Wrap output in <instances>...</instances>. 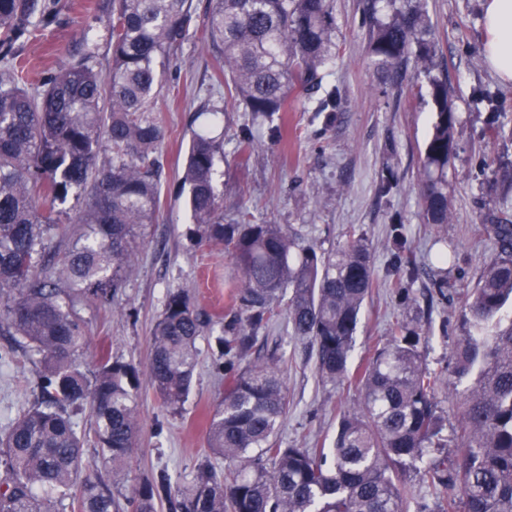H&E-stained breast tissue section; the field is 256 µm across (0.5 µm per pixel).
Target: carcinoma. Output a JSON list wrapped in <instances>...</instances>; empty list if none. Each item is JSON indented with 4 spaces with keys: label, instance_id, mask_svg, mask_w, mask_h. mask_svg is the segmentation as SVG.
Wrapping results in <instances>:
<instances>
[{
    "label": "carcinoma",
    "instance_id": "obj_1",
    "mask_svg": "<svg viewBox=\"0 0 512 512\" xmlns=\"http://www.w3.org/2000/svg\"><path fill=\"white\" fill-rule=\"evenodd\" d=\"M371 0L370 58L380 77L403 82L409 65L428 78L437 120L421 160V199L430 224L450 218L448 163L456 124L448 85L432 75L433 27L421 0ZM59 0H0V329L18 337L39 363L41 401L20 412L0 438V512H49V498L71 512H113L112 489L87 475L84 434L73 412L90 409L97 446L124 475L139 435L137 369L109 354L91 376L81 309L124 287L136 260L137 229L160 203L165 128L154 115L160 77L181 67L195 23L193 0H105L98 20L108 34L111 66L98 68L85 46L28 86L20 46L53 24ZM207 53L211 80L227 96L198 111L219 122L231 99L252 122L273 121L288 98L322 87L336 56L333 0H210ZM108 156L99 160L100 151ZM223 142L193 134L182 183L194 234L222 242L240 271L234 309L214 320L187 293L172 289L153 332L149 376L164 405L178 411L190 391L200 349L215 340L224 394L208 425L211 453L234 465L211 466L172 498L162 473L133 498L134 512H402L406 465L425 461L422 479L452 490L442 512H512V220L490 225L496 256L475 288L460 294L463 335L455 374L470 380L456 426L453 458L440 448L444 417L436 394L442 375L423 367L420 336L397 323L357 371L349 369L359 314L376 286L363 237L323 251L286 224H226L215 166ZM78 191L74 241L54 275L40 271L61 225L56 204ZM288 298L292 336L316 346L318 372L359 391L357 411L338 420L331 448L284 447L278 440L288 392L271 353L251 360L258 333Z\"/></svg>",
    "mask_w": 512,
    "mask_h": 512
}]
</instances>
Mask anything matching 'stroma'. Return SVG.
<instances>
[{"label": "stroma", "instance_id": "obj_1", "mask_svg": "<svg viewBox=\"0 0 512 512\" xmlns=\"http://www.w3.org/2000/svg\"><path fill=\"white\" fill-rule=\"evenodd\" d=\"M102 0H60L58 23L39 30L23 47L22 59L32 84L62 67L84 42L99 48L107 65V31L92 18ZM196 26L184 48L180 70L162 77L157 119L166 130L162 147L161 203L154 224L145 230L137 266L108 304L83 308L86 346L79 361L94 372L101 352L133 364L139 371L141 430L130 467L120 482L112 464L92 438L89 414L77 421L88 436L89 472L112 485L117 512H131L136 489L166 471L173 490L191 485L201 467L225 469L207 445V418L224 392L214 352L200 341L201 354L188 399L179 411L165 407L147 376L152 336L166 295L184 289L207 315L232 307L237 270L223 245H198L186 190L180 177L195 132L212 127L224 141L215 182L224 198V221L290 225L305 242L323 250L342 247L350 234L362 235L371 250L376 287L365 303L355 337L353 361L384 342L396 322L421 336L424 365L442 374L447 387L437 395L446 418L442 435L452 439L468 387L453 373L455 343L462 334L464 310L456 297L474 288L495 245L484 217L501 213L512 219V83L502 82L487 66L484 0H425L433 24L436 61L448 79L457 126L448 164L451 219L426 223L419 204L420 155L437 119L426 77L407 75L401 86L385 84L369 56V0H334L336 57L324 85L335 90L336 112L316 111V94L293 96L281 115L282 138L270 139L256 127L260 142L252 154L239 148L238 131L249 113L228 108L214 125L199 104L207 95L211 58L204 50L208 0H194ZM392 178L390 193L380 194L382 179ZM400 224L420 274L396 281L392 273L393 224ZM446 273L445 290L434 288ZM280 357L288 391V412L279 430L283 445L331 447L343 410L357 407L355 388L324 381L317 370L315 346L294 338L285 310L260 332L253 357ZM38 375L24 349L8 333L0 334V433L24 407L40 397Z\"/></svg>", "mask_w": 512, "mask_h": 512}]
</instances>
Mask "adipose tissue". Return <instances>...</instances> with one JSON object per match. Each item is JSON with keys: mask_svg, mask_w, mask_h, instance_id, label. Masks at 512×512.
I'll return each mask as SVG.
<instances>
[{"mask_svg": "<svg viewBox=\"0 0 512 512\" xmlns=\"http://www.w3.org/2000/svg\"><path fill=\"white\" fill-rule=\"evenodd\" d=\"M484 17V57L500 80L512 82V0H486Z\"/></svg>", "mask_w": 512, "mask_h": 512, "instance_id": "ef3b65f1", "label": "adipose tissue"}]
</instances>
